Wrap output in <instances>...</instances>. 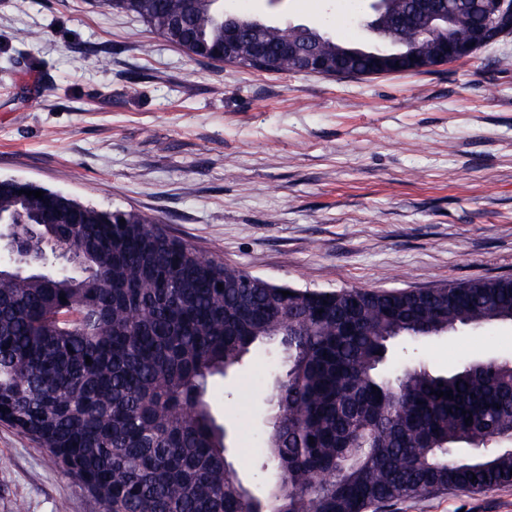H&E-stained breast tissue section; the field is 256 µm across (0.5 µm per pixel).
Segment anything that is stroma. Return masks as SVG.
Listing matches in <instances>:
<instances>
[{"mask_svg":"<svg viewBox=\"0 0 512 512\" xmlns=\"http://www.w3.org/2000/svg\"><path fill=\"white\" fill-rule=\"evenodd\" d=\"M366 0H224L360 45ZM0 179L157 217L203 256L275 285L435 288L512 277V37L423 74H264L187 58L101 0H0ZM441 373L512 357V323L396 343ZM279 354L215 378L216 409L262 490V389ZM0 512H103L0 423ZM376 512H512V485Z\"/></svg>","mask_w":512,"mask_h":512,"instance_id":"35a3bbf8","label":"stroma"}]
</instances>
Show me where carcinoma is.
Segmentation results:
<instances>
[{"label":"carcinoma","instance_id":"obj_1","mask_svg":"<svg viewBox=\"0 0 512 512\" xmlns=\"http://www.w3.org/2000/svg\"><path fill=\"white\" fill-rule=\"evenodd\" d=\"M410 4L385 0L382 23L366 24L375 40L356 47L243 17L242 37L264 56L238 46L226 58L224 0H106L192 59L284 75L304 68L280 56L292 43L333 60L338 49L432 55L427 19L410 42L391 26ZM485 28L465 11L450 34L468 42ZM37 189L0 182V216L36 225L0 271V422L111 512H369L423 490L512 485V360L379 373L398 338L512 322L511 277L401 291L273 285L200 256L153 216L26 195ZM50 242L80 252L77 271H51ZM273 340L283 356L267 385L271 480L258 498L228 460L211 379ZM462 446L471 453L455 455Z\"/></svg>","mask_w":512,"mask_h":512}]
</instances>
